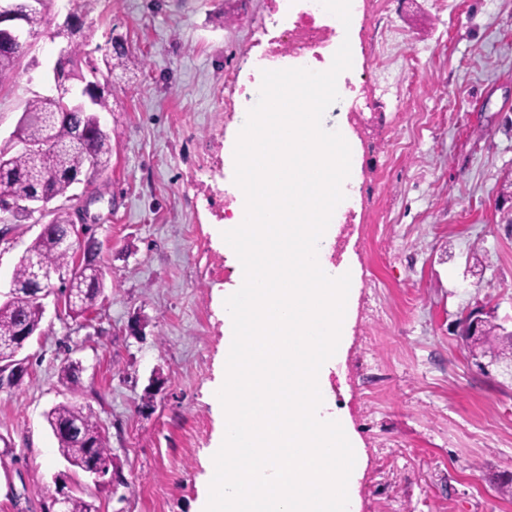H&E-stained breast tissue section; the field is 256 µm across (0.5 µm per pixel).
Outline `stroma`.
Here are the masks:
<instances>
[{"mask_svg":"<svg viewBox=\"0 0 512 512\" xmlns=\"http://www.w3.org/2000/svg\"><path fill=\"white\" fill-rule=\"evenodd\" d=\"M359 17L352 80L369 106L360 199L347 239L356 316L329 400L362 444L351 512H512V373L468 357L459 323L483 308L512 330V0H379ZM267 0H97L87 51L119 40L108 170L76 184L81 247L106 276L97 306L44 301L24 372L0 386V512H52L59 480L98 512H193L220 425L208 392L224 362V198L231 154L259 92L251 60ZM57 45L29 37L0 85V142L49 93ZM248 98L224 109V68ZM41 226L0 231V290ZM79 362L80 391L60 378ZM70 400L106 432L111 482L59 455L46 421Z\"/></svg>","mask_w":512,"mask_h":512,"instance_id":"35a3bbf8","label":"stroma"}]
</instances>
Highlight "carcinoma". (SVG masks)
Returning <instances> with one entry per match:
<instances>
[{
	"instance_id": "carcinoma-1",
	"label": "carcinoma",
	"mask_w": 512,
	"mask_h": 512,
	"mask_svg": "<svg viewBox=\"0 0 512 512\" xmlns=\"http://www.w3.org/2000/svg\"><path fill=\"white\" fill-rule=\"evenodd\" d=\"M70 14L82 21L91 12L96 0H68ZM55 0H46L45 9L27 14V33L37 32ZM83 25H77L71 36L67 58L54 68V88L48 95H37L29 100L23 110L10 140L24 144L39 142L50 131L56 149L33 155L24 149L13 150L9 144L0 146V157L5 169H0V209L16 202L23 195H44L50 199L68 197L80 176L91 178L106 171L111 163L110 136L101 128L99 113L111 111L108 97L86 83L80 95H75L73 81L84 80L80 71L82 60ZM113 54L106 55L104 84L112 83V56L121 60V66L138 65L120 43H113ZM22 56L13 42L0 40V85L13 78L15 67ZM92 73L98 68L91 60L84 61ZM87 131L83 145L73 146V132L77 127ZM52 218L42 232L25 250L12 274L11 287L16 294L0 301V360L8 361L15 351V336L22 330L34 333L40 330L43 310L25 293L30 278V260H37L50 271L70 270L68 281L62 283L64 307L74 315H83L93 309L103 295L105 283L100 267L93 260L75 263V252L61 245V240L71 224L70 214L61 209L50 212ZM462 339L473 358L512 359V332L494 322L485 320L481 335L471 337L461 331ZM61 379L72 390L79 388V366L66 363L61 367ZM47 422L57 442L62 458L74 469L87 472L96 461H108L111 452L104 430L92 413L73 402L53 406L46 415ZM78 422L82 426L79 436H66L60 427Z\"/></svg>"
}]
</instances>
